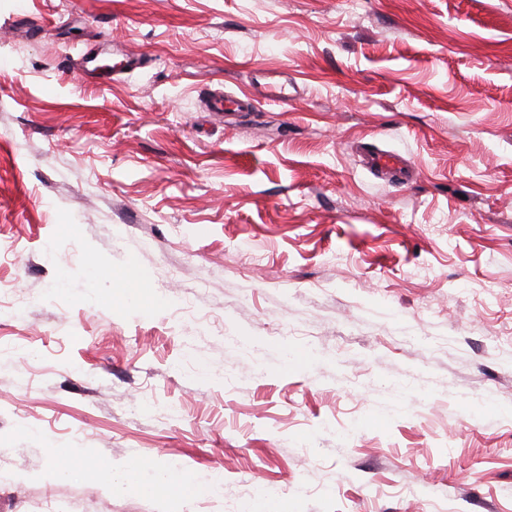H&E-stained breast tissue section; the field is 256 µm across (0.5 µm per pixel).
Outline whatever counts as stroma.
<instances>
[{
    "instance_id": "35a3bbf8",
    "label": "stroma",
    "mask_w": 512,
    "mask_h": 512,
    "mask_svg": "<svg viewBox=\"0 0 512 512\" xmlns=\"http://www.w3.org/2000/svg\"><path fill=\"white\" fill-rule=\"evenodd\" d=\"M134 454L221 491L101 489ZM260 486L512 512V0H0V512ZM289 96L285 84L267 85L262 97L244 94L243 98H229L225 97L224 91L221 90L208 97L207 108L210 112H251L257 109L262 99L285 103L288 102Z\"/></svg>"
}]
</instances>
